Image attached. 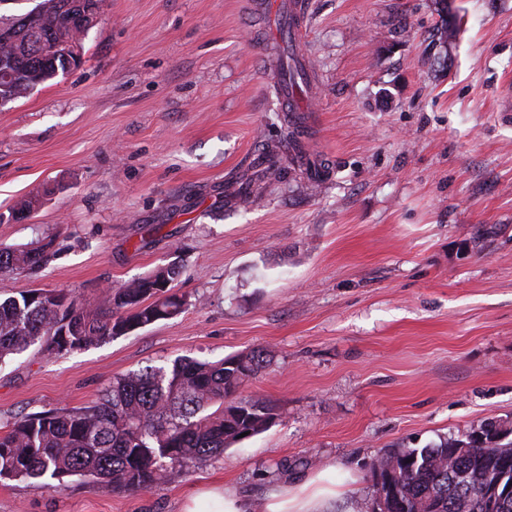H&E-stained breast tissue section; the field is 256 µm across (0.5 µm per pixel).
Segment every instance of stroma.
<instances>
[{"instance_id": "1", "label": "stroma", "mask_w": 512, "mask_h": 512, "mask_svg": "<svg viewBox=\"0 0 512 512\" xmlns=\"http://www.w3.org/2000/svg\"><path fill=\"white\" fill-rule=\"evenodd\" d=\"M243 0H105L81 65L0 107V248L50 242L0 295L105 292L179 262L175 318L0 365V428L93 402L113 377L188 355L264 349L242 397L265 432L152 489L76 477L0 480V512H181L221 484L265 512L331 471L329 512H366L372 460L512 419V0H307L298 51L304 147L317 186L268 175L253 202L228 182L285 111ZM31 212L17 218L20 203Z\"/></svg>"}]
</instances>
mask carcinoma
<instances>
[{
    "mask_svg": "<svg viewBox=\"0 0 512 512\" xmlns=\"http://www.w3.org/2000/svg\"><path fill=\"white\" fill-rule=\"evenodd\" d=\"M53 0L13 40L0 44V96L23 97L31 82L54 78L63 67L52 52L59 40H80L79 19L58 13ZM276 97L310 84L302 57L279 56ZM303 129L285 119L278 146L262 145L253 177L299 170L314 180L329 177V164L312 161ZM49 243L0 248V277L33 272L47 260ZM181 266L173 261L104 297L105 308L91 314L70 293L30 290L0 298V364L39 343L50 354L74 351L179 315L186 300L174 292ZM267 365L262 349L218 362L184 356L169 367H146L116 377L91 404L30 413L0 434V479L44 486L70 477L107 483L118 491L148 490L167 469L187 470L268 429L273 405L255 396L238 398L242 385ZM387 472L381 486L391 498L388 512H489L469 482L505 475L512 480V420H487L460 438H444L423 448H394L371 461Z\"/></svg>",
    "mask_w": 512,
    "mask_h": 512,
    "instance_id": "carcinoma-1",
    "label": "carcinoma"
}]
</instances>
